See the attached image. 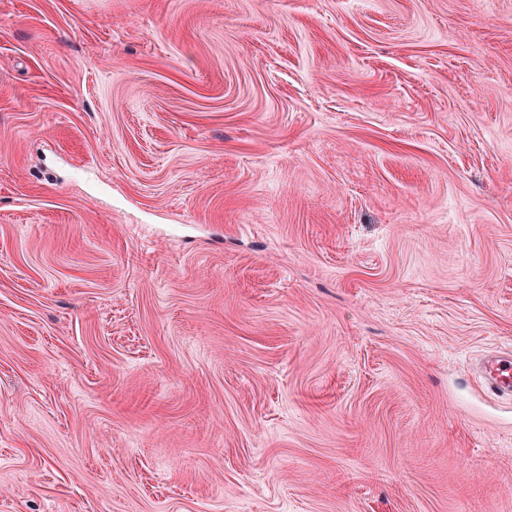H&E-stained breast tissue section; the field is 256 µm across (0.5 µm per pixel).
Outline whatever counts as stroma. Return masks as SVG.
<instances>
[{
    "instance_id": "obj_1",
    "label": "stroma",
    "mask_w": 512,
    "mask_h": 512,
    "mask_svg": "<svg viewBox=\"0 0 512 512\" xmlns=\"http://www.w3.org/2000/svg\"><path fill=\"white\" fill-rule=\"evenodd\" d=\"M512 0H0V512H512ZM488 388L512 397V352L489 358L483 362Z\"/></svg>"
}]
</instances>
